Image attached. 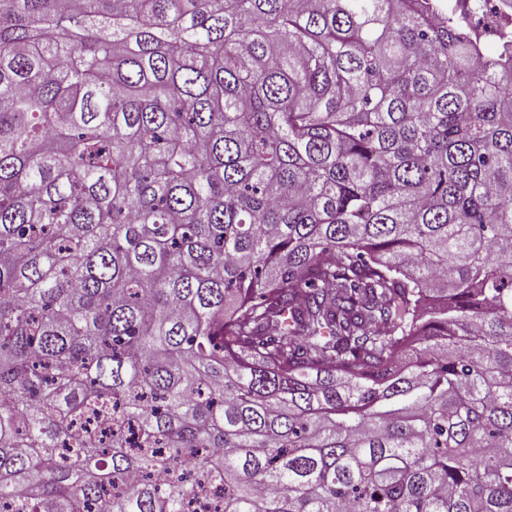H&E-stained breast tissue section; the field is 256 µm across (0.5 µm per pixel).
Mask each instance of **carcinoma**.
Returning <instances> with one entry per match:
<instances>
[{
	"label": "carcinoma",
	"instance_id": "carcinoma-1",
	"mask_svg": "<svg viewBox=\"0 0 512 512\" xmlns=\"http://www.w3.org/2000/svg\"><path fill=\"white\" fill-rule=\"evenodd\" d=\"M499 35L0 0V506L512 512Z\"/></svg>",
	"mask_w": 512,
	"mask_h": 512
}]
</instances>
